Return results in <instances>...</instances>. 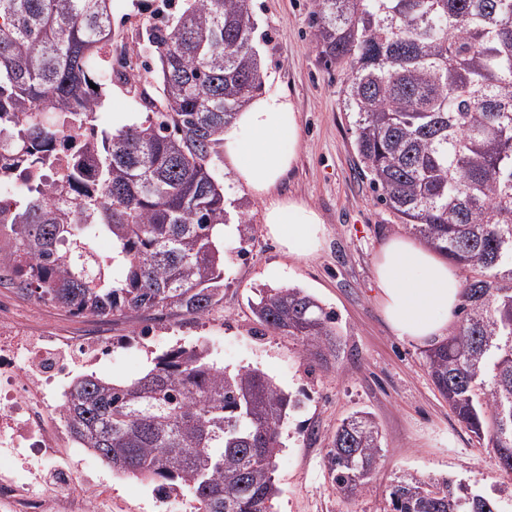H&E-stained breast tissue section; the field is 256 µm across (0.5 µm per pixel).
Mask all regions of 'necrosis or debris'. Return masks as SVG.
Returning <instances> with one entry per match:
<instances>
[{"instance_id": "necrosis-or-debris-1", "label": "necrosis or debris", "mask_w": 512, "mask_h": 512, "mask_svg": "<svg viewBox=\"0 0 512 512\" xmlns=\"http://www.w3.org/2000/svg\"><path fill=\"white\" fill-rule=\"evenodd\" d=\"M86 142L82 129L66 130L55 152L53 169L31 170L18 176L26 184L46 182L64 174L72 157ZM11 191L0 189V287L17 288L12 274L16 227L7 218ZM43 309L32 302L21 308L0 300V459L15 458V474L0 475V512H112V490L87 486L70 474L35 487L25 474L31 463L52 465L71 442L63 423L70 391L69 363L87 356L108 361L117 347L133 346L132 338L114 341L112 323L104 319L78 332H44L33 317Z\"/></svg>"}]
</instances>
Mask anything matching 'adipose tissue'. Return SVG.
I'll use <instances>...</instances> for the list:
<instances>
[{"label":"adipose tissue","mask_w":512,"mask_h":512,"mask_svg":"<svg viewBox=\"0 0 512 512\" xmlns=\"http://www.w3.org/2000/svg\"><path fill=\"white\" fill-rule=\"evenodd\" d=\"M299 118L290 97H253L224 129V157L238 186L267 199L263 222L283 251L296 258L320 247L322 219L307 203L275 191L300 146ZM376 275L385 319L396 336L417 344L448 329L462 292L458 272L410 238L395 236L382 247Z\"/></svg>","instance_id":"obj_1"}]
</instances>
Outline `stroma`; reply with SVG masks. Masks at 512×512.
Here are the masks:
<instances>
[{
    "instance_id": "1",
    "label": "stroma",
    "mask_w": 512,
    "mask_h": 512,
    "mask_svg": "<svg viewBox=\"0 0 512 512\" xmlns=\"http://www.w3.org/2000/svg\"><path fill=\"white\" fill-rule=\"evenodd\" d=\"M189 0H126L112 23V67L130 63L138 73L124 82L128 111L147 113L159 100L154 27L166 26ZM254 45L265 72V89L289 95L300 116L301 144L295 165L276 194L313 207L323 220L320 249L298 259L285 254L263 224L264 200L235 188L222 153L210 171L221 188L234 190L233 218L250 221V240L230 241L224 267V300L209 317L173 313L152 323V332L130 351H117L97 376L128 381L151 359L177 347L207 345L228 371L257 368L299 407L282 430L276 480L282 490L276 512H387L391 485L406 475L446 477L490 497L512 512V483L493 449L450 410L428 374L424 346L399 338L387 324L375 276L383 244L404 229L383 206L356 165L353 136L343 108L347 71L320 54L312 0H253ZM280 264L286 284L316 297L336 315L342 346L326 362H310L298 343L261 325L251 303L263 288L264 269ZM358 411L372 413L382 448L367 491L353 500L337 494L327 463L337 426ZM67 472L87 485H112V512H160L152 484L113 473L105 462L71 457Z\"/></svg>"
}]
</instances>
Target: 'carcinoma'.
<instances>
[{
  "label": "carcinoma",
  "instance_id": "obj_1",
  "mask_svg": "<svg viewBox=\"0 0 512 512\" xmlns=\"http://www.w3.org/2000/svg\"><path fill=\"white\" fill-rule=\"evenodd\" d=\"M316 46L349 71L344 110L376 199L464 274L461 317L427 351L458 419L512 474V0H313ZM252 0H193L152 32L161 108L117 135L95 124V62L112 42V0H0V180L51 162L64 123L88 130L65 180L18 187L16 263L27 295L118 321L208 315L224 299V192L208 163L224 127L265 83ZM93 163L95 195L80 191ZM112 236L101 264L72 222ZM256 319L302 352L339 351L336 317L301 288H261ZM299 399L255 368L227 372L205 346L173 348L142 376H77L74 440L127 476L180 490L198 512H274L282 428ZM381 433L357 411L336 429V492L361 495ZM390 512H501L451 479L411 475Z\"/></svg>",
  "mask_w": 512,
  "mask_h": 512
}]
</instances>
